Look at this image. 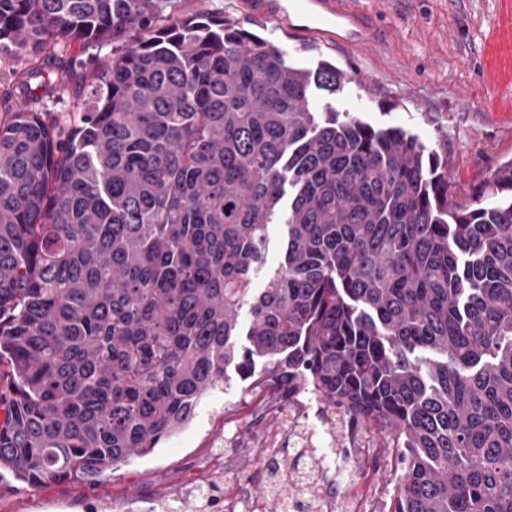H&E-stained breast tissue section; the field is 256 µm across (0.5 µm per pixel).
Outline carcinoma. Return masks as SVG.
<instances>
[{
    "instance_id": "cac0c4a2",
    "label": "carcinoma",
    "mask_w": 512,
    "mask_h": 512,
    "mask_svg": "<svg viewBox=\"0 0 512 512\" xmlns=\"http://www.w3.org/2000/svg\"><path fill=\"white\" fill-rule=\"evenodd\" d=\"M162 3L0 0L36 100L72 43L124 36L74 125L0 99V470L96 484L232 368L385 432L394 512H512V160L461 203L418 136L311 110L344 71ZM283 225L273 224L270 228V245L267 254L266 270L262 271L254 281L255 288H263L267 281V274L274 269L282 258Z\"/></svg>"
}]
</instances>
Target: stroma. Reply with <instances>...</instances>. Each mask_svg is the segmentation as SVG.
<instances>
[{"mask_svg": "<svg viewBox=\"0 0 512 512\" xmlns=\"http://www.w3.org/2000/svg\"><path fill=\"white\" fill-rule=\"evenodd\" d=\"M250 0H173L176 12L234 19L273 42L303 67L326 60L348 75L333 98L313 97L315 109L332 106L375 127L399 126L448 158V181L456 200L473 201L491 173L512 159V32L502 25L505 0H334L350 11L364 44L315 39L256 14ZM245 381L231 376L214 392L192 423L152 454L134 458L105 481L62 483L39 489L12 475L0 479V512H199L197 485L215 482L217 512L233 488L241 501H265L271 474L287 471L297 450L283 448L276 459L257 457L264 433L279 429L280 417L262 408L238 422L224 413L245 406ZM385 433L362 432V449L339 448L328 457L334 489L352 474L367 472L376 491L374 512H391L399 472L382 448Z\"/></svg>", "mask_w": 512, "mask_h": 512, "instance_id": "stroma-1", "label": "stroma"}]
</instances>
